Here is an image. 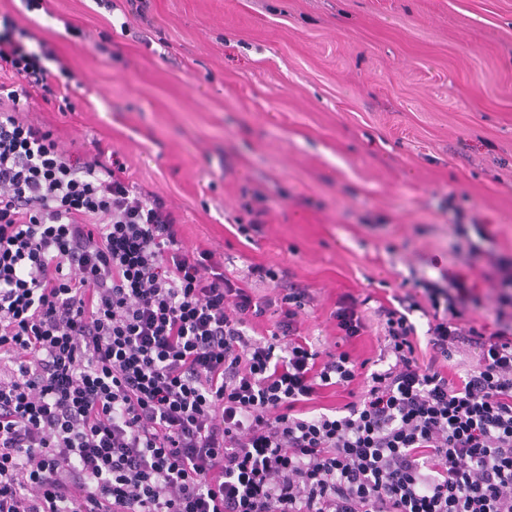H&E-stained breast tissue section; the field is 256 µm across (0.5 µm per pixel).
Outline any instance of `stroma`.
<instances>
[{
	"label": "stroma",
	"mask_w": 512,
	"mask_h": 512,
	"mask_svg": "<svg viewBox=\"0 0 512 512\" xmlns=\"http://www.w3.org/2000/svg\"><path fill=\"white\" fill-rule=\"evenodd\" d=\"M0 0L77 77L23 118L70 154L119 151L185 247L310 289L333 349L338 293L461 284L497 328L512 258V0ZM259 212L251 236L239 220Z\"/></svg>",
	"instance_id": "35a3bbf8"
}]
</instances>
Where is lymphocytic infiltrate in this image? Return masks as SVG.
Returning <instances> with one entry per match:
<instances>
[{"label":"lymphocytic infiltrate","instance_id":"1","mask_svg":"<svg viewBox=\"0 0 512 512\" xmlns=\"http://www.w3.org/2000/svg\"><path fill=\"white\" fill-rule=\"evenodd\" d=\"M15 32L0 25V512H512V312L489 334L434 282L424 304L346 291L320 354L307 289L254 264L255 295L188 254L118 152L71 156L20 119L75 74ZM372 315L391 362L370 373L347 344ZM466 347L475 366L449 375ZM327 388L350 397L334 415L314 410Z\"/></svg>","mask_w":512,"mask_h":512}]
</instances>
